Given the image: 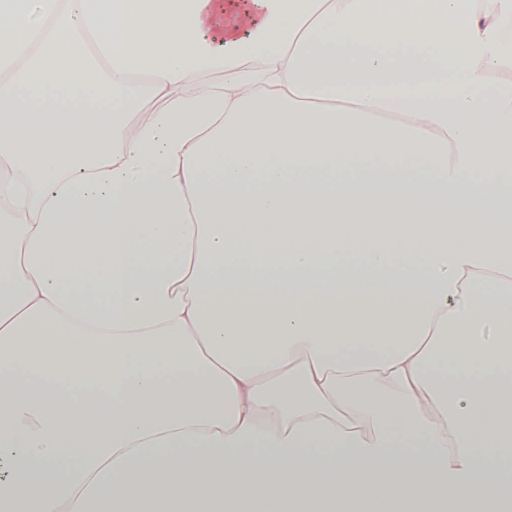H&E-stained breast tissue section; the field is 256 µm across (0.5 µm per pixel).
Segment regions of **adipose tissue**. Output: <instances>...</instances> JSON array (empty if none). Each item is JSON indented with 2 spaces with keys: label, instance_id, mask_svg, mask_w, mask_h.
<instances>
[{
  "label": "adipose tissue",
  "instance_id": "ef3b65f1",
  "mask_svg": "<svg viewBox=\"0 0 512 512\" xmlns=\"http://www.w3.org/2000/svg\"><path fill=\"white\" fill-rule=\"evenodd\" d=\"M507 212L512 0H0V512H512ZM425 206L435 210L446 211L449 220L461 219L489 207L485 200H456L449 198L427 202Z\"/></svg>",
  "mask_w": 512,
  "mask_h": 512
}]
</instances>
